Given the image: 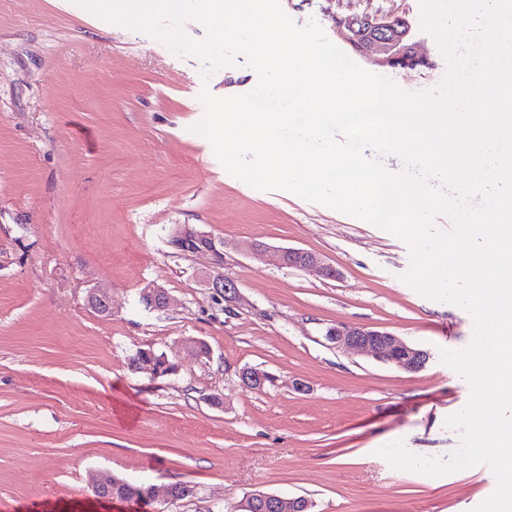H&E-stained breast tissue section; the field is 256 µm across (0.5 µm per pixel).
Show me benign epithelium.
I'll list each match as a JSON object with an SVG mask.
<instances>
[{
    "label": "benign epithelium",
    "instance_id": "7a95c632",
    "mask_svg": "<svg viewBox=\"0 0 512 512\" xmlns=\"http://www.w3.org/2000/svg\"><path fill=\"white\" fill-rule=\"evenodd\" d=\"M336 36L354 53L379 68L422 70L432 61L422 50L409 19L403 13L379 9L343 8V0H336V11L329 12ZM167 244L181 255L204 254L210 257L213 268L224 266L226 242L208 232L188 224L170 228ZM280 264L290 268H316L324 276L333 277L336 269L318 255L300 249L284 248L276 252ZM209 285L228 302L238 299L233 281L214 277ZM140 305L147 311H164L169 305L165 288L156 282L145 285L139 292ZM88 305L99 315H112V300L102 288L88 293ZM326 338L336 348L361 352L374 360L393 365L405 371H419L427 362L425 351L393 336L390 332L370 327L338 324L326 331ZM93 489L103 499H112V475L100 471ZM264 506L274 512H308L310 502L304 497L285 499L276 494L264 498Z\"/></svg>",
    "mask_w": 512,
    "mask_h": 512
}]
</instances>
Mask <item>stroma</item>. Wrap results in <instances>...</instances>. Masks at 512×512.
Here are the masks:
<instances>
[{
	"instance_id": "35a3bbf8",
	"label": "stroma",
	"mask_w": 512,
	"mask_h": 512,
	"mask_svg": "<svg viewBox=\"0 0 512 512\" xmlns=\"http://www.w3.org/2000/svg\"><path fill=\"white\" fill-rule=\"evenodd\" d=\"M421 40L431 68L386 73L407 92L445 72ZM204 67L72 0H0V512H151L95 497L102 470L194 485L166 512H239L257 492L305 497L311 512H473L496 487L488 465L430 477L378 454L399 439L426 457L458 449L445 419L469 388L440 352L470 343L471 316L403 281L404 240L230 175L190 127L202 89L242 95L258 76L241 55L207 80ZM173 224L224 238L234 311L207 285V257L172 253ZM288 247L337 277L279 265ZM149 282L167 290L165 311L139 305ZM94 287L111 317L88 307ZM337 323L387 330L429 360L406 372L337 349L325 336ZM148 348L174 372L131 371ZM246 369L268 382L244 385Z\"/></svg>"
}]
</instances>
